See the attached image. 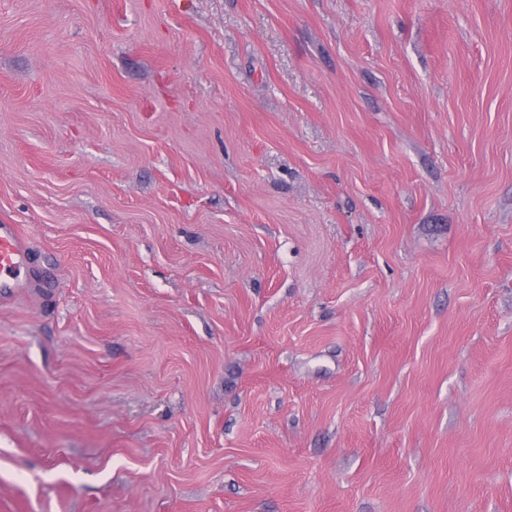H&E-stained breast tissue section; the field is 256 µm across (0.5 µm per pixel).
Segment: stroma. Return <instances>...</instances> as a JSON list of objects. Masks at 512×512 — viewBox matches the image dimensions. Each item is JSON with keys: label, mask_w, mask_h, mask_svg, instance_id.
<instances>
[{"label": "stroma", "mask_w": 512, "mask_h": 512, "mask_svg": "<svg viewBox=\"0 0 512 512\" xmlns=\"http://www.w3.org/2000/svg\"><path fill=\"white\" fill-rule=\"evenodd\" d=\"M0 512H512V0H0ZM29 256L18 225L0 224V296L31 288Z\"/></svg>", "instance_id": "stroma-1"}]
</instances>
